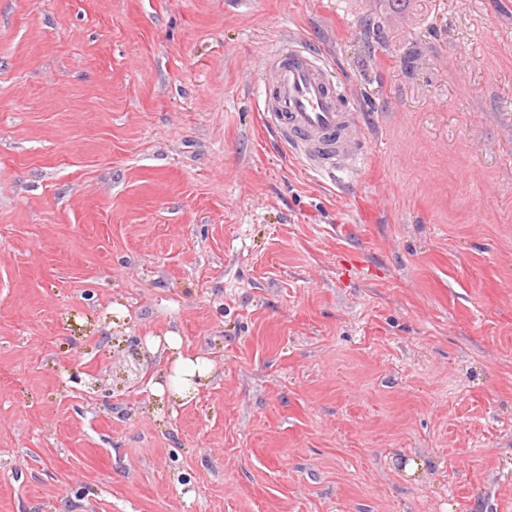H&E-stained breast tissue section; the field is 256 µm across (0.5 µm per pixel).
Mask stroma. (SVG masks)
I'll return each mask as SVG.
<instances>
[{
  "label": "stroma",
  "instance_id": "35a3bbf8",
  "mask_svg": "<svg viewBox=\"0 0 512 512\" xmlns=\"http://www.w3.org/2000/svg\"><path fill=\"white\" fill-rule=\"evenodd\" d=\"M290 36L344 182L262 122ZM0 512H512V0H0ZM258 69L268 77L258 102L263 120L301 166L335 178L364 165L362 115L342 108L337 75L321 55L286 38ZM164 342V344H162ZM182 341L179 336H164L163 341H155V351L166 353L173 351L177 353V359L171 369L166 382V386H158L161 394L168 389L174 397L182 400L190 399L197 390L195 383L201 379L210 377L213 370L212 362L200 356H185L180 352ZM197 379V380H195Z\"/></svg>",
  "mask_w": 512,
  "mask_h": 512
}]
</instances>
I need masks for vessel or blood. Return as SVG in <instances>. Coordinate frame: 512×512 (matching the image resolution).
I'll return each mask as SVG.
<instances>
[{
  "label": "vessel or blood",
  "instance_id": "vessel-or-blood-1",
  "mask_svg": "<svg viewBox=\"0 0 512 512\" xmlns=\"http://www.w3.org/2000/svg\"><path fill=\"white\" fill-rule=\"evenodd\" d=\"M259 110L267 127L316 175L355 174L365 163L361 115L342 108L338 78L319 54L282 40L259 62Z\"/></svg>",
  "mask_w": 512,
  "mask_h": 512
}]
</instances>
